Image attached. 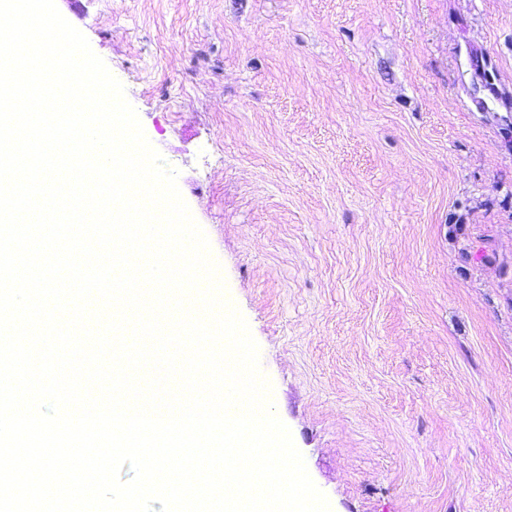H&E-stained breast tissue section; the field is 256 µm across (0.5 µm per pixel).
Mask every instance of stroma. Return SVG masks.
<instances>
[{"label": "stroma", "instance_id": "obj_1", "mask_svg": "<svg viewBox=\"0 0 512 512\" xmlns=\"http://www.w3.org/2000/svg\"><path fill=\"white\" fill-rule=\"evenodd\" d=\"M56 5L177 170L330 512H512V0Z\"/></svg>", "mask_w": 512, "mask_h": 512}]
</instances>
